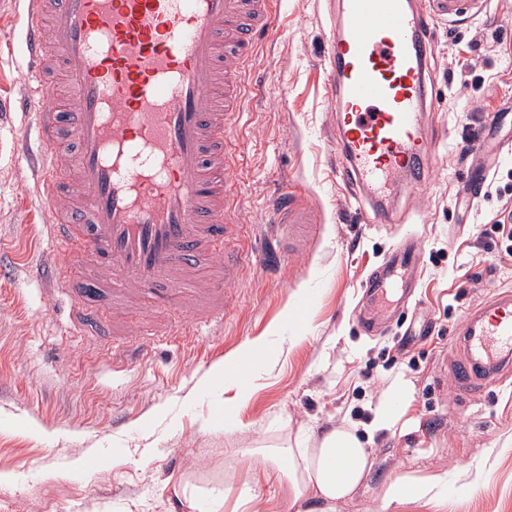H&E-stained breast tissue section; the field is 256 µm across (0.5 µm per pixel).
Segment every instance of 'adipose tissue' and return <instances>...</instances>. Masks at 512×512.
Here are the masks:
<instances>
[{"label":"adipose tissue","mask_w":512,"mask_h":512,"mask_svg":"<svg viewBox=\"0 0 512 512\" xmlns=\"http://www.w3.org/2000/svg\"><path fill=\"white\" fill-rule=\"evenodd\" d=\"M372 462L367 449L349 428L324 434L313 448H281L261 453L256 472L267 475L276 467L287 484L290 512H314L321 504L330 512L334 504L345 501L360 487Z\"/></svg>","instance_id":"adipose-tissue-1"}]
</instances>
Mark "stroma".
Listing matches in <instances>:
<instances>
[{
    "label": "stroma",
    "mask_w": 512,
    "mask_h": 512,
    "mask_svg": "<svg viewBox=\"0 0 512 512\" xmlns=\"http://www.w3.org/2000/svg\"><path fill=\"white\" fill-rule=\"evenodd\" d=\"M287 19L262 41L247 78L236 185L245 248L265 232V202L297 188L321 229L281 266H247L227 289L224 323L176 342L151 339L146 355H113L112 339L81 341L69 328L74 293L48 297L28 268L50 244L44 207L21 155L22 114L0 115V512H192L218 497L219 512H288L285 487L252 484L256 449L288 447L298 431H364L397 383L408 394L393 426L370 436L372 467L336 512H512V379L483 396L456 392L452 333L464 314L512 289V0H480L461 26L439 19L429 52L439 110L427 131L433 171L395 206L398 224L353 221L367 208L336 175V124L327 97L326 34L336 0H285ZM21 0H0V101L19 94L25 66ZM487 151L493 185L470 199L472 155L464 128ZM422 245L418 288L403 317L365 335L354 312L361 286L395 241ZM319 305L290 317L299 296ZM172 301L141 292L125 328L173 321ZM267 338L246 400L219 371L245 345ZM110 458L108 468H85ZM428 488L389 500L395 479Z\"/></svg>",
    "instance_id": "stroma-1"
}]
</instances>
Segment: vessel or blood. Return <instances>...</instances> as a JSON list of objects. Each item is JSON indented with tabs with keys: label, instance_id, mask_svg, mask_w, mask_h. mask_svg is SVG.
<instances>
[{
	"label": "vessel or blood",
	"instance_id": "1",
	"mask_svg": "<svg viewBox=\"0 0 512 512\" xmlns=\"http://www.w3.org/2000/svg\"><path fill=\"white\" fill-rule=\"evenodd\" d=\"M31 114L42 199L59 207L47 235L51 254L33 274L57 287L82 284L127 296L200 299L193 323L224 319V292L246 264H278L317 230L294 192L267 202L273 247L241 251L235 182L243 166L237 134L242 73L260 37L280 26L281 0H23ZM471 0H337L326 61L341 147L344 184L381 196L431 171L422 130L437 96L429 73L428 17L463 23ZM61 66L68 86L58 101L49 85ZM419 251L404 236L362 287L358 320L372 332L412 297ZM214 277L201 279L204 268ZM70 322L83 336L109 330L98 308L78 300ZM462 353L450 376L473 396L512 376V291L469 310L454 333Z\"/></svg>",
	"mask_w": 512,
	"mask_h": 512
}]
</instances>
